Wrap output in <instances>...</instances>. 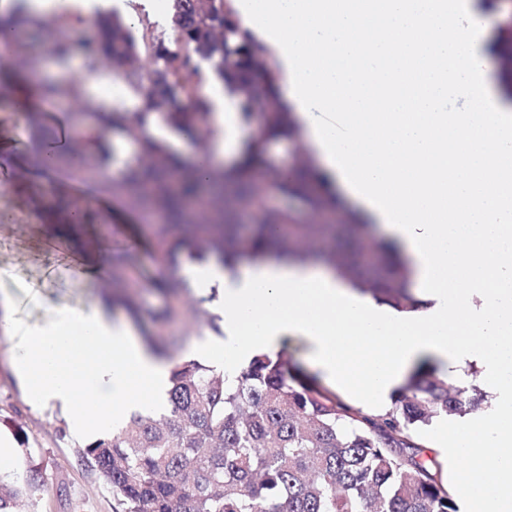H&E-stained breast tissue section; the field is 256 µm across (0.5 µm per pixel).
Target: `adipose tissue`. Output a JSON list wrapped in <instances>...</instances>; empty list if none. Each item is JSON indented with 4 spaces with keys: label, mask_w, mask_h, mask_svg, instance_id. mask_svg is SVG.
I'll list each match as a JSON object with an SVG mask.
<instances>
[{
    "label": "adipose tissue",
    "mask_w": 512,
    "mask_h": 512,
    "mask_svg": "<svg viewBox=\"0 0 512 512\" xmlns=\"http://www.w3.org/2000/svg\"><path fill=\"white\" fill-rule=\"evenodd\" d=\"M288 64L285 98L326 174L412 262L413 316L392 314L334 273L271 260L224 284V335L191 352L235 377L290 338L306 361L378 412L408 373L466 364L495 393L474 418L437 423L429 439L456 472L467 512H512V107L492 93L472 51L481 26L448 17L447 0H239ZM387 29L389 40L373 38ZM470 100L450 112L448 95ZM342 113L337 139L314 113ZM12 365L32 404L70 412L88 437L135 411H162L171 365L131 326L92 306L28 330Z\"/></svg>",
    "instance_id": "1"
}]
</instances>
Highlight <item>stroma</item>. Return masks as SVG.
Segmentation results:
<instances>
[{
	"instance_id": "obj_1",
	"label": "stroma",
	"mask_w": 512,
	"mask_h": 512,
	"mask_svg": "<svg viewBox=\"0 0 512 512\" xmlns=\"http://www.w3.org/2000/svg\"><path fill=\"white\" fill-rule=\"evenodd\" d=\"M58 124L50 113L19 112L0 106V272L16 302L19 326L37 328L62 314L91 305L111 308L114 285L110 270L91 274L104 246L127 255L140 280L133 295L143 311L161 305L152 289L160 278L187 279L198 302L176 326L187 343L213 335L224 323V286L205 283L196 269L220 265L222 247L198 239L184 245L176 263L165 262L138 214L120 197L95 192L89 203L100 211L93 224L70 226L50 200L75 196L84 183L81 162L69 154L59 158L54 174L37 172L35 146L54 140ZM137 145L123 129L111 128L98 144L96 158L108 173L124 172ZM10 342L0 336V434L17 450H30L43 468L45 489L23 512H112L110 489L83 456L86 443L72 436L69 414L60 408L32 405L9 360Z\"/></svg>"
}]
</instances>
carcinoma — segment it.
Returning a JSON list of instances; mask_svg holds the SVG:
<instances>
[{
    "instance_id": "cac0c4a2",
    "label": "carcinoma",
    "mask_w": 512,
    "mask_h": 512,
    "mask_svg": "<svg viewBox=\"0 0 512 512\" xmlns=\"http://www.w3.org/2000/svg\"><path fill=\"white\" fill-rule=\"evenodd\" d=\"M170 3L171 39L150 25L137 38L131 24L104 13L81 35L52 41L49 53L60 62L78 53L90 68L106 60L119 64L142 99L136 119L143 124L156 115L193 138L207 127L210 107L201 89L186 84L182 74L207 61L243 118L255 125L245 163L259 159L270 139L292 135L297 119L274 89L271 63L256 60L259 43L224 0H211L206 11L199 10L197 0ZM31 21V3L16 0L10 28ZM217 28L224 29L221 40L214 36ZM488 51L512 54V30L498 31ZM80 94L81 82L75 79L42 90L45 99ZM110 123L127 128L139 146L135 167L113 182V191L129 210L163 220L148 227L163 259L189 239H216L224 243L222 263L229 271L243 261L318 259L360 293L398 311L418 308L396 247L366 238L363 225H344L349 232L345 244L325 251L318 242L335 226L295 224L288 212L266 207L262 190L245 179L240 165L210 169L207 182L215 195L191 213L186 202L200 192L199 167L174 161L160 143L138 136L124 116L105 121ZM228 180L232 198L223 199L220 192ZM325 183L326 178L306 169L294 180L272 177L276 192L306 199L313 219L336 209V198L322 190ZM244 200L255 205L246 237L236 208ZM367 248L378 261L377 272L366 275L360 258ZM152 290L163 298L153 323L166 325L174 314L188 310L191 289L173 288L160 279ZM121 303L141 327L145 345L174 360L181 337L156 334L142 326L136 301ZM489 404L484 385L450 387L425 363L408 376L393 407L374 415L344 403L279 355L256 356L232 381L199 360L180 359L172 371L166 411L131 415L123 428L90 442L84 457L111 489L113 512H460L441 479L440 461L426 454L420 428ZM43 486L41 466L29 462L24 483L0 481V512H13L20 499L34 497Z\"/></svg>"
}]
</instances>
